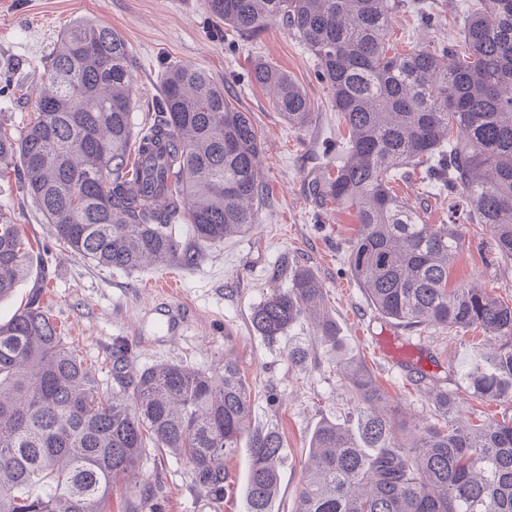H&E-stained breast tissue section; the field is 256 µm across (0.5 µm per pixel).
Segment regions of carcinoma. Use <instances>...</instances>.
<instances>
[{
    "mask_svg": "<svg viewBox=\"0 0 512 512\" xmlns=\"http://www.w3.org/2000/svg\"><path fill=\"white\" fill-rule=\"evenodd\" d=\"M451 5L464 14L459 37L392 53L400 0H208L239 35L280 22L316 58L348 139L346 160L312 196L355 211L352 276L398 325L499 337L495 351L471 353L461 376L472 399L511 406L512 306L452 284L461 225L426 223L394 190L397 176L421 169L465 206L468 223L489 227L498 258L512 260V0ZM251 79L289 125L311 122L310 98L287 73L260 61ZM47 84L23 132L0 123V162L19 159L20 189L73 256L121 271L194 264L200 252L181 249L175 225L216 243L254 224L259 132L208 72L166 68L154 118L137 127L126 41L79 20L51 53ZM44 272L0 209V299L34 279L24 307L0 322V512H102L118 489L141 512L155 498L140 472L149 447L185 461L218 502L229 490L225 461L243 443L244 512H275L286 448L274 426L251 425L254 400L237 365L137 370L118 344L105 388L41 306ZM284 276L288 287L253 309V330L273 339L312 319L358 404L357 430L325 421L313 433L294 512H512V417L468 427L458 396L442 392L445 425L410 429L373 375L343 354L336 321L320 310V279L302 265L272 272Z\"/></svg>",
    "mask_w": 512,
    "mask_h": 512,
    "instance_id": "1",
    "label": "carcinoma"
}]
</instances>
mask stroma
Returning a JSON list of instances; mask_svg holds the SVG:
<instances>
[{"label":"stroma","mask_w":512,"mask_h":512,"mask_svg":"<svg viewBox=\"0 0 512 512\" xmlns=\"http://www.w3.org/2000/svg\"><path fill=\"white\" fill-rule=\"evenodd\" d=\"M80 18L111 27L126 40L135 66L136 123L151 120L162 71L192 65L225 86L234 107L251 113L263 142L258 169L265 191L247 234L200 245L189 225H177L181 244L200 248L203 257L192 266L176 261L157 270L116 271L73 257L18 190L15 164H0V205L9 207L14 223L48 262L41 303L98 381L111 382L112 349L119 343L128 345L137 369L171 361L206 369L231 359L254 397L256 424L276 426L282 435L288 461L277 501L279 512H292L315 429L345 420L357 405L335 352L316 341L310 321H299L273 341L250 324L253 308L273 286L271 268L300 264L323 283L324 308L345 348L373 373L401 415L413 425L440 423L431 404L434 392L462 393L460 369L471 349L494 348L498 341L477 329L451 336L440 328L396 326L372 307L353 278L347 263L353 214L308 194L309 183L327 178L344 161L345 130L303 43L279 23L257 38H243L222 28L207 0H11L0 11V123L11 131L34 120L46 59L62 30ZM460 28L448 0H404L391 42L401 52L439 48ZM259 60L288 73L307 93L313 120L306 128L288 125L266 92L251 83L250 70ZM395 189L427 223L465 224L453 281L475 283L512 303V262L495 261L485 227L466 225L464 214L449 215L419 171ZM388 335L409 346L410 360L392 362L377 352L378 337ZM294 346L307 349L304 363L289 360ZM248 467V450L239 448L227 461L230 492L218 503L193 487L187 465L176 457L148 450L140 471L157 486L161 512H243Z\"/></svg>","instance_id":"obj_1"}]
</instances>
